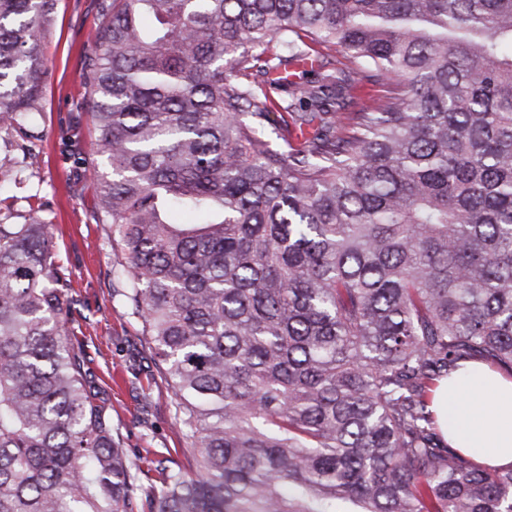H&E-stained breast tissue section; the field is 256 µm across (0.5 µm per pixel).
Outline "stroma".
<instances>
[{"label": "stroma", "instance_id": "obj_1", "mask_svg": "<svg viewBox=\"0 0 512 512\" xmlns=\"http://www.w3.org/2000/svg\"><path fill=\"white\" fill-rule=\"evenodd\" d=\"M98 0H56L46 28L48 76L42 115L27 141L0 135V207L17 218L42 209L55 226L59 254L71 273L68 312L74 346L94 375L98 395L112 406L142 486L156 484L159 462L191 468L174 423L169 387L142 334L138 318L113 296L112 249L95 221L98 185L86 173L96 131L87 102L86 72L94 49Z\"/></svg>", "mask_w": 512, "mask_h": 512}]
</instances>
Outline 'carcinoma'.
<instances>
[{"label": "carcinoma", "instance_id": "1", "mask_svg": "<svg viewBox=\"0 0 512 512\" xmlns=\"http://www.w3.org/2000/svg\"><path fill=\"white\" fill-rule=\"evenodd\" d=\"M53 6L0 0V132L41 116ZM99 17L96 223L194 460L149 512H512V467L450 447L432 409L468 361L512 374V0ZM71 283L41 210L0 216V512L143 494L68 340Z\"/></svg>", "mask_w": 512, "mask_h": 512}]
</instances>
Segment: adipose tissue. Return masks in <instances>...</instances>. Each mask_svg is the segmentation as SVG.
Instances as JSON below:
<instances>
[{
    "instance_id": "1",
    "label": "adipose tissue",
    "mask_w": 512,
    "mask_h": 512,
    "mask_svg": "<svg viewBox=\"0 0 512 512\" xmlns=\"http://www.w3.org/2000/svg\"><path fill=\"white\" fill-rule=\"evenodd\" d=\"M435 409L454 447L492 468L512 466V379L467 363L440 384Z\"/></svg>"
}]
</instances>
